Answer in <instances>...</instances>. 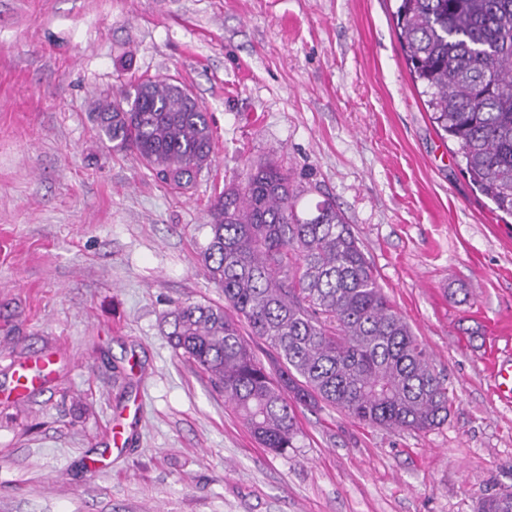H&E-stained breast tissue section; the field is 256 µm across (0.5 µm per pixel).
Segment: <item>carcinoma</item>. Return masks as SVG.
Here are the masks:
<instances>
[{
	"mask_svg": "<svg viewBox=\"0 0 512 512\" xmlns=\"http://www.w3.org/2000/svg\"><path fill=\"white\" fill-rule=\"evenodd\" d=\"M398 38L430 120L457 144L463 171L493 210L512 215V0H399ZM101 137L185 194L213 162L208 113L173 79L142 77L95 113ZM295 181L272 160L210 203L200 250L224 305L169 313V343L197 364L259 443L295 447L296 410L322 402L367 425L428 431L455 396L384 294L336 203L298 210ZM274 355L267 366L241 326ZM477 512H512V492Z\"/></svg>",
	"mask_w": 512,
	"mask_h": 512,
	"instance_id": "carcinoma-1",
	"label": "carcinoma"
}]
</instances>
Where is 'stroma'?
Masks as SVG:
<instances>
[{
  "label": "stroma",
  "instance_id": "35a3bbf8",
  "mask_svg": "<svg viewBox=\"0 0 512 512\" xmlns=\"http://www.w3.org/2000/svg\"><path fill=\"white\" fill-rule=\"evenodd\" d=\"M396 0H0V512H477L512 492V217L432 124ZM141 76L189 86L214 134L185 196L102 142L99 101ZM274 160L332 198L456 400L394 431L299 409L260 445L165 317L223 304L199 258L208 209ZM52 355L15 400V363ZM127 442L112 444L114 425ZM488 368L494 391L501 401L512 403V360H499L495 352L488 354Z\"/></svg>",
  "mask_w": 512,
  "mask_h": 512
}]
</instances>
